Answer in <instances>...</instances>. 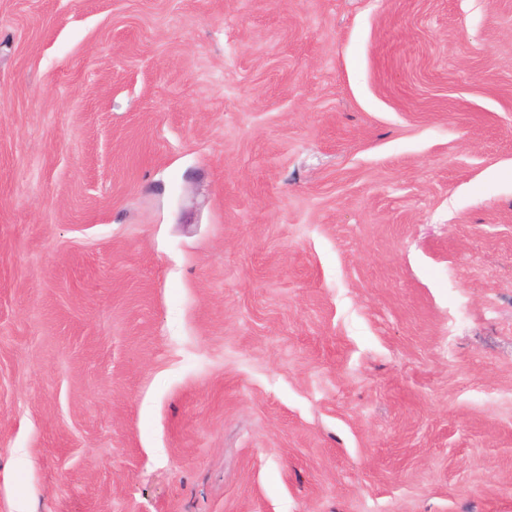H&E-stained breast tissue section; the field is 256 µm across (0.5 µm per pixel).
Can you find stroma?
<instances>
[{"label": "stroma", "instance_id": "35a3bbf8", "mask_svg": "<svg viewBox=\"0 0 512 512\" xmlns=\"http://www.w3.org/2000/svg\"><path fill=\"white\" fill-rule=\"evenodd\" d=\"M0 512H512V0H0Z\"/></svg>", "mask_w": 512, "mask_h": 512}]
</instances>
